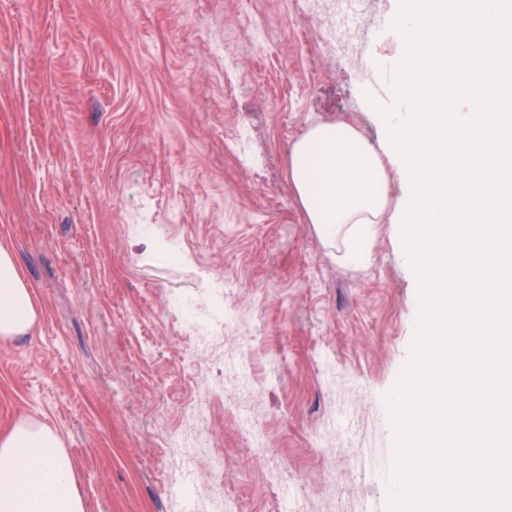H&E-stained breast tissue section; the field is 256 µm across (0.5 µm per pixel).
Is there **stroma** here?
Segmentation results:
<instances>
[{
    "label": "stroma",
    "mask_w": 512,
    "mask_h": 512,
    "mask_svg": "<svg viewBox=\"0 0 512 512\" xmlns=\"http://www.w3.org/2000/svg\"><path fill=\"white\" fill-rule=\"evenodd\" d=\"M399 3L0 0V244L38 310L32 336L0 338V432L49 426L86 512H267L278 474L308 488L290 512H385L418 279L396 224L341 260L288 161L320 124L388 152L365 70ZM177 297L204 318L223 298L208 355ZM241 339L250 446L224 388ZM172 432L197 450L190 498Z\"/></svg>",
    "instance_id": "35a3bbf8"
}]
</instances>
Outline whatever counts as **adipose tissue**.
<instances>
[{
	"instance_id": "obj_1",
	"label": "adipose tissue",
	"mask_w": 512,
	"mask_h": 512,
	"mask_svg": "<svg viewBox=\"0 0 512 512\" xmlns=\"http://www.w3.org/2000/svg\"><path fill=\"white\" fill-rule=\"evenodd\" d=\"M37 318L13 252L0 245V337L31 335ZM0 512H85L72 461L48 426L20 423L0 435Z\"/></svg>"
}]
</instances>
